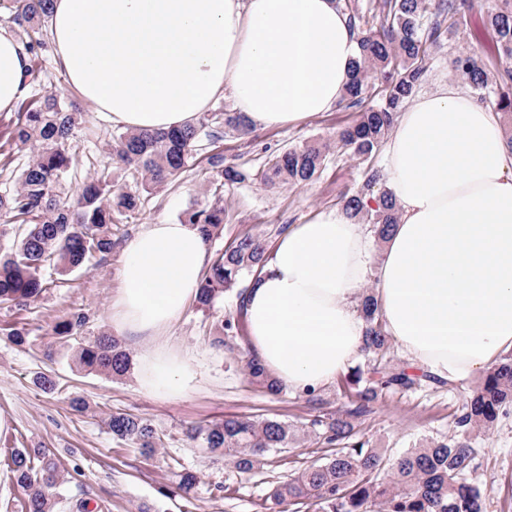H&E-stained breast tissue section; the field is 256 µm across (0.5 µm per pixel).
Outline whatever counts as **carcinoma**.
Wrapping results in <instances>:
<instances>
[{"label":"carcinoma","mask_w":512,"mask_h":512,"mask_svg":"<svg viewBox=\"0 0 512 512\" xmlns=\"http://www.w3.org/2000/svg\"><path fill=\"white\" fill-rule=\"evenodd\" d=\"M52 0H0V18L12 23L25 50L34 58L47 51L43 24ZM487 12V25L505 66L489 73L478 58L460 51L451 61V72L465 81L479 98L493 97L498 111L512 125V0ZM380 29L357 27L359 54L351 70L342 101L359 108L356 122L336 131V147L368 160L392 131L396 114L425 79L427 43L440 31V4L433 0H383ZM386 81L380 102L368 103L369 84ZM82 115L53 96L31 101L14 113L7 141L32 149L27 164L15 176L14 187L0 193V217L21 229L15 248L0 255V303L27 304L42 293L48 269L67 275L86 260L104 257L119 246L112 226L115 216L131 219L139 214L143 194L164 187L189 166L203 141L213 145L224 131L248 133V121L239 112L214 109L201 113L184 130L166 132L124 131L106 142L108 153L141 177L140 188L125 190L107 165L94 171L82 185L75 203L62 196L63 186L74 167L71 144L81 128ZM327 145L317 142L294 146L270 158L255 174L224 163V154L211 152L207 161L214 172V195L224 186L253 178L274 188L312 181L326 159ZM374 200L368 208L365 198ZM346 208L371 225L376 238L385 240L397 222L393 202L382 174L371 171L365 185L343 198ZM183 221L197 227L210 243L224 231L221 199L203 208H190ZM268 255L265 242L245 234L217 252L203 273L196 303L210 312L224 301L235 299L234 309L219 321L214 345L233 349L245 342L244 299L247 283ZM359 310L367 329L363 353L377 361L363 378L358 371L347 379L344 392H354L350 406L339 414H324L314 420L319 437L336 451L321 465L299 471L273 488V503L288 512L300 506L313 512H484L485 491L474 483L477 449L471 440L452 436L411 448L397 457L386 474L381 452L355 432V421L370 411L378 392L390 388L409 389L414 378L405 369L381 362L389 350L390 337L380 320L373 293L365 291ZM87 324L81 312L69 314L55 326L59 335L80 333ZM75 360L87 371L106 377L124 375L130 367L129 354L116 336L101 334L78 347ZM249 383L271 396L285 386L265 369L246 362ZM512 406V355L503 357L486 372L480 389L462 406L456 427L467 434L487 429ZM112 437L130 441L152 455L160 438L145 419L127 413L109 415ZM201 437L205 447L234 460L241 472L269 463L268 456L288 449L297 430L277 418L255 419L229 416L204 430L188 431ZM13 481L23 491L21 512H54L56 489L62 475L46 448H13L5 456ZM199 482L196 471L184 468L175 474L174 489L190 494Z\"/></svg>","instance_id":"obj_1"}]
</instances>
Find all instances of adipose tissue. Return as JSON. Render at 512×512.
Listing matches in <instances>:
<instances>
[{
    "instance_id": "ef3b65f1",
    "label": "adipose tissue",
    "mask_w": 512,
    "mask_h": 512,
    "mask_svg": "<svg viewBox=\"0 0 512 512\" xmlns=\"http://www.w3.org/2000/svg\"><path fill=\"white\" fill-rule=\"evenodd\" d=\"M54 61L69 85L124 129L192 123L230 93L250 125L289 128L329 111L358 56L336 0H54ZM28 54L0 26V112L28 94ZM398 222L373 260L368 231L337 206L275 243L245 300L248 359L288 388L315 391L361 357L355 297L376 276L385 328L410 360L459 381L512 350V146L497 112L450 85L398 113L386 144ZM211 256L183 221L125 246L112 327L138 347L140 390L196 386L190 354L166 336Z\"/></svg>"
}]
</instances>
